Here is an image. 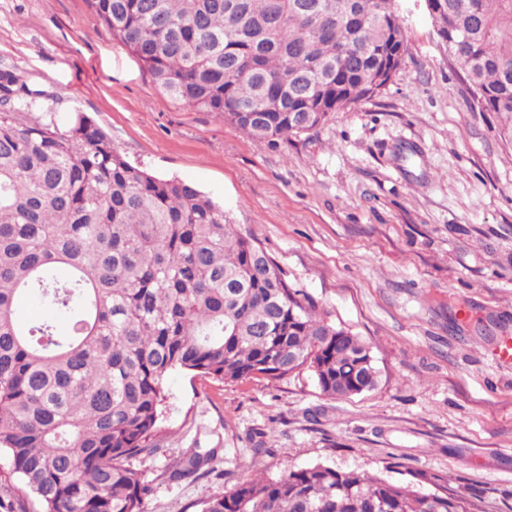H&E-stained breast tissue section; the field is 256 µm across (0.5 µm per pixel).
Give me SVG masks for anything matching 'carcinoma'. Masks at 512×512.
<instances>
[{"label":"carcinoma","instance_id":"obj_1","mask_svg":"<svg viewBox=\"0 0 512 512\" xmlns=\"http://www.w3.org/2000/svg\"><path fill=\"white\" fill-rule=\"evenodd\" d=\"M396 2L89 0L169 95L271 143L369 98L405 46ZM433 3L474 111L512 117V0ZM42 95L0 69L5 512H145L146 487L124 461L151 450L174 372L235 382L307 369L334 398L375 386L370 345L304 303L222 207L128 163L80 112L44 120ZM25 294L45 310L30 327L15 312ZM214 457L194 450L176 475ZM414 478L290 468L217 492L202 512H484L437 474Z\"/></svg>","mask_w":512,"mask_h":512}]
</instances>
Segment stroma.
<instances>
[{"mask_svg": "<svg viewBox=\"0 0 512 512\" xmlns=\"http://www.w3.org/2000/svg\"><path fill=\"white\" fill-rule=\"evenodd\" d=\"M389 85L278 144L193 110L153 80L87 0H0V68L90 116L123 157L195 185L318 311L366 340L374 388L324 395L309 370L167 383L156 449L129 458L146 512H200L247 477L324 464L402 484L444 477L512 512V140L477 112L421 0ZM216 449L198 475L172 473Z\"/></svg>", "mask_w": 512, "mask_h": 512, "instance_id": "stroma-1", "label": "stroma"}]
</instances>
